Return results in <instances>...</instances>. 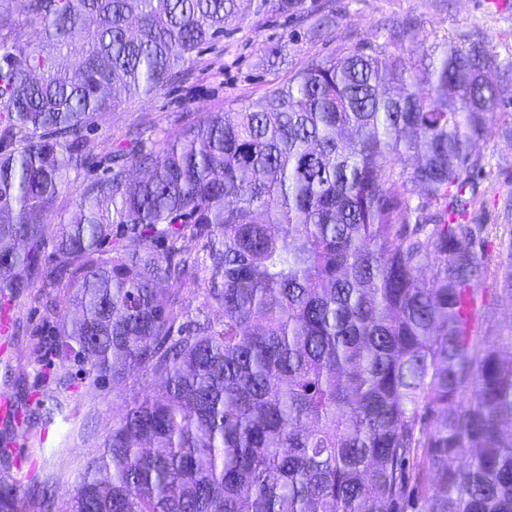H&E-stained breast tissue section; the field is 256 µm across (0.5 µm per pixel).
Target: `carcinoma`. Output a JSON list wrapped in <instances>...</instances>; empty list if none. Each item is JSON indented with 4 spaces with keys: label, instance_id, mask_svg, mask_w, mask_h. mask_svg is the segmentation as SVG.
<instances>
[{
    "label": "carcinoma",
    "instance_id": "carcinoma-1",
    "mask_svg": "<svg viewBox=\"0 0 512 512\" xmlns=\"http://www.w3.org/2000/svg\"><path fill=\"white\" fill-rule=\"evenodd\" d=\"M238 2L0 0V289H62L49 349L90 385L159 381L66 512H512V354L480 288L512 291V252L476 251L474 178L512 68L488 81L479 44L421 74L386 46L313 57L232 119L85 150L117 90L165 86ZM100 168L47 224L70 173ZM201 266L217 324L182 320Z\"/></svg>",
    "mask_w": 512,
    "mask_h": 512
}]
</instances>
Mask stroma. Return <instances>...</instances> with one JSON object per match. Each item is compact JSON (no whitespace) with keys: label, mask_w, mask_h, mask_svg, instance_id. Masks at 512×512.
<instances>
[{"label":"stroma","mask_w":512,"mask_h":512,"mask_svg":"<svg viewBox=\"0 0 512 512\" xmlns=\"http://www.w3.org/2000/svg\"><path fill=\"white\" fill-rule=\"evenodd\" d=\"M323 13L328 23L313 29ZM392 38L418 68L434 51L471 42L485 43L497 57L489 79L512 66V13H496L490 0H300L286 13L271 0H241L230 33L185 63L183 79L149 96L120 97L116 108L94 118L85 146L102 153L127 144L134 130L157 142L173 138L187 121L258 100L309 57L342 56ZM274 46L281 49L275 57L269 54ZM481 151L486 175L480 218L499 224L505 205H512V139L492 130ZM484 288L494 335L512 336V294L491 278ZM41 294L36 287L11 300L15 333L9 351L0 354V396L8 397L15 413L10 421L0 420V448L14 456L13 465H0V478L16 483L20 512H47V500L53 504L48 512H62L111 432L113 415L155 384L138 368L121 385L89 387L73 361L44 347L51 329L43 320Z\"/></svg>","instance_id":"obj_1"}]
</instances>
